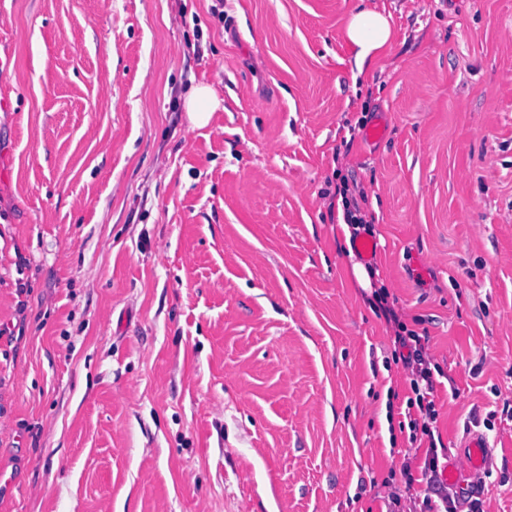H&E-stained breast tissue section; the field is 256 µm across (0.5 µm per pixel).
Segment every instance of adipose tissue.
Instances as JSON below:
<instances>
[{
	"mask_svg": "<svg viewBox=\"0 0 512 512\" xmlns=\"http://www.w3.org/2000/svg\"><path fill=\"white\" fill-rule=\"evenodd\" d=\"M392 37L390 20L383 13L363 9L352 15L346 38L352 48L357 74H364L379 64Z\"/></svg>",
	"mask_w": 512,
	"mask_h": 512,
	"instance_id": "1",
	"label": "adipose tissue"
}]
</instances>
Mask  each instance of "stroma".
<instances>
[{"mask_svg":"<svg viewBox=\"0 0 512 512\" xmlns=\"http://www.w3.org/2000/svg\"><path fill=\"white\" fill-rule=\"evenodd\" d=\"M357 264L512 512V0H0V512H386L425 451ZM392 37L390 20L383 13L362 9L352 15L347 25L346 38L353 52L355 78L379 64ZM218 105L217 92L209 85L194 87L184 100L188 120L195 127L207 125Z\"/></svg>","mask_w":512,"mask_h":512,"instance_id":"1","label":"stroma"}]
</instances>
